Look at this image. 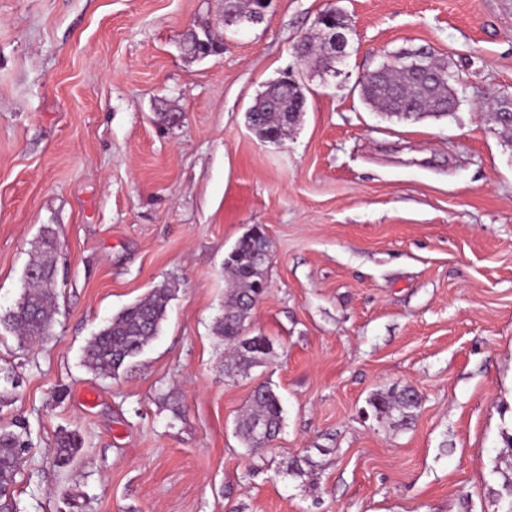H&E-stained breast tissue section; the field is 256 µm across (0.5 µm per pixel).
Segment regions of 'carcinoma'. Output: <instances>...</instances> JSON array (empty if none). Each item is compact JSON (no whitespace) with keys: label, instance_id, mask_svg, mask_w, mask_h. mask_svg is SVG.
Returning <instances> with one entry per match:
<instances>
[{"label":"carcinoma","instance_id":"obj_1","mask_svg":"<svg viewBox=\"0 0 512 512\" xmlns=\"http://www.w3.org/2000/svg\"><path fill=\"white\" fill-rule=\"evenodd\" d=\"M259 0H230L225 4V13L243 19L262 22L258 9ZM223 39L208 28L199 30V36H188V48L194 57L206 58L220 54ZM306 57H315L317 65L329 63L324 56V34L318 32L317 39L304 41ZM434 71L442 74L432 85L416 83L408 69L391 58L375 69L376 75L361 87L367 104L383 112L393 111L400 101L392 94L390 85L403 89L409 101L417 105V111L408 118L417 120L421 113L442 112L437 103L448 99V67L435 60H428ZM306 97L303 87L277 90L266 86L254 99L246 112V120L255 134L262 140L274 134L280 138L288 133L303 112ZM57 237L47 232L38 242L35 256L27 271L35 276H26V287L15 307L0 316V323L12 330L23 343L40 341L50 335L55 314V259ZM268 253L262 251L259 240L249 233L241 238L224 259V273L229 288L224 297V312L214 324V331L224 338L231 349V359L225 365L228 376L245 373L263 364L270 353L269 341L263 336L251 337L246 344L242 336L246 332V321L256 303V285L264 281ZM173 289L162 286L143 300L125 308L113 316L85 345L83 364L102 375H114L130 360L140 354L159 334L165 320ZM369 404L379 417L398 413L399 421L407 423L414 419L421 406L419 395L408 387H391L385 392L373 394ZM282 404L277 393L268 386L258 387L252 394L249 411L238 421V434L247 448L264 446L278 435L282 428ZM30 448L26 427L15 424V429L0 428V512H17L13 485L20 460ZM79 450V443L69 434L56 441V456L60 463L68 464Z\"/></svg>","mask_w":512,"mask_h":512}]
</instances>
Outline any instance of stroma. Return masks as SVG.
Instances as JSON below:
<instances>
[{"mask_svg": "<svg viewBox=\"0 0 512 512\" xmlns=\"http://www.w3.org/2000/svg\"><path fill=\"white\" fill-rule=\"evenodd\" d=\"M338 5L347 55L336 76L303 70L304 110L271 144L245 113L328 0H272L234 32L224 0H0V315L43 231L59 241L52 337L0 325V427L24 421L32 443L18 512H500L512 140L484 104L512 93V0ZM191 27L223 53L187 54ZM421 45L457 109L374 112L359 78ZM256 226L270 260L246 333L272 349L229 377L212 326ZM164 284L159 335L117 376L90 372L89 339ZM262 384L283 424L250 451L236 423ZM394 385L420 393L411 423L367 404ZM65 431L81 448L63 467Z\"/></svg>", "mask_w": 512, "mask_h": 512, "instance_id": "obj_1", "label": "stroma"}]
</instances>
